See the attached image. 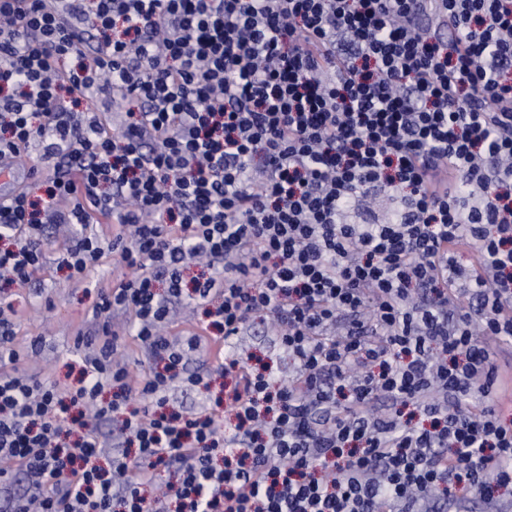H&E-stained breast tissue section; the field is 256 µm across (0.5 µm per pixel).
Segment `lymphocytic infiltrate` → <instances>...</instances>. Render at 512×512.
Here are the masks:
<instances>
[{"label":"lymphocytic infiltrate","mask_w":512,"mask_h":512,"mask_svg":"<svg viewBox=\"0 0 512 512\" xmlns=\"http://www.w3.org/2000/svg\"><path fill=\"white\" fill-rule=\"evenodd\" d=\"M33 146L46 197L0 201V286L33 281L54 226L72 279L106 256L130 277L77 334L73 385L21 373L0 302V486L28 478L5 512H427L512 488L488 345L512 339V0H0V156ZM178 306L206 324L171 336ZM260 317L289 382L227 349L214 411L171 404L201 341Z\"/></svg>","instance_id":"1"}]
</instances>
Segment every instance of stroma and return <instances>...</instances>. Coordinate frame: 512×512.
<instances>
[{"label": "stroma", "mask_w": 512, "mask_h": 512, "mask_svg": "<svg viewBox=\"0 0 512 512\" xmlns=\"http://www.w3.org/2000/svg\"><path fill=\"white\" fill-rule=\"evenodd\" d=\"M45 250L47 262L37 273L34 286L9 288L0 295L14 304L19 338L43 339L41 353L26 358L22 369L30 374H50L60 382L71 384L77 377L76 331L96 301L98 290L118 284L124 274L113 267L111 260L105 259L90 270L84 281L78 282L70 279L67 271L58 265L59 239H49ZM236 351L272 362L281 380L291 379L296 372L295 363L280 348L269 320H257L249 332L239 337Z\"/></svg>", "instance_id": "obj_1"}]
</instances>
